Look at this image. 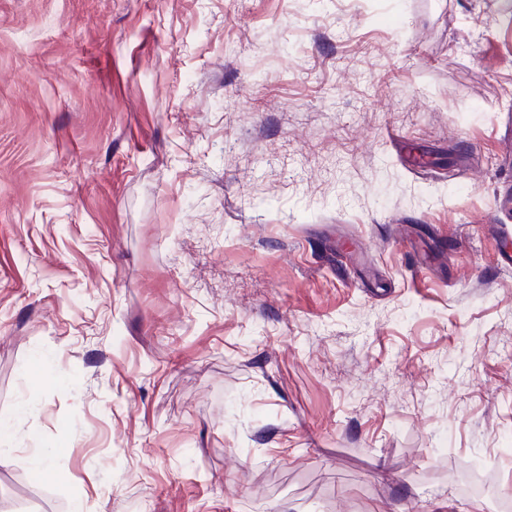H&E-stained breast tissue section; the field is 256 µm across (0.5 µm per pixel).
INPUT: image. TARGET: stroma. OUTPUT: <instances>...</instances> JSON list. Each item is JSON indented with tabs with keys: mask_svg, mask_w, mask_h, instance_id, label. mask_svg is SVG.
I'll return each instance as SVG.
<instances>
[{
	"mask_svg": "<svg viewBox=\"0 0 512 512\" xmlns=\"http://www.w3.org/2000/svg\"><path fill=\"white\" fill-rule=\"evenodd\" d=\"M511 118L512 0H0V512H501Z\"/></svg>",
	"mask_w": 512,
	"mask_h": 512,
	"instance_id": "stroma-1",
	"label": "stroma"
}]
</instances>
